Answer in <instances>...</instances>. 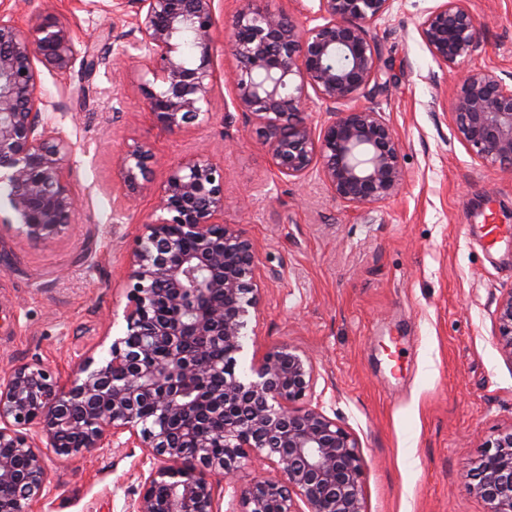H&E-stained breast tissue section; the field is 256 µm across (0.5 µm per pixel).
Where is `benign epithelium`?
Here are the masks:
<instances>
[{"instance_id": "7a95c632", "label": "benign epithelium", "mask_w": 512, "mask_h": 512, "mask_svg": "<svg viewBox=\"0 0 512 512\" xmlns=\"http://www.w3.org/2000/svg\"><path fill=\"white\" fill-rule=\"evenodd\" d=\"M395 0H318L300 27L284 9L248 0L232 15L225 72L231 104L257 126L276 173L300 179L317 169L332 196L366 208L398 194L400 144L383 113L351 102L379 85L369 28ZM136 36L121 57L138 63L153 122L186 132L210 118L219 29L215 0H126ZM469 0L428 10L419 36L434 61L455 70L479 48ZM193 42L187 53L186 42ZM345 63L336 65V56ZM58 73L77 50L69 27L48 13L22 30L0 10V185L13 193L0 233L18 226L37 245L64 234L79 212L71 189L73 144L37 94L34 60ZM325 112L320 126L309 104ZM454 137L485 163L512 168V84L491 68L460 73L449 102ZM154 146L140 141L119 162L131 201L147 190ZM243 198L224 193V169L193 153L153 193L128 256L126 330L107 356L85 358L71 378L40 363L0 375V512H41L52 497L44 454L71 461L97 448H139L140 489L125 512H364V461L357 437L312 405L311 359L275 347L237 372L263 284L253 242L224 212ZM498 345L512 360V290L496 308ZM205 336L224 350L207 362L185 350ZM267 465L275 477L248 483L239 472ZM220 474L224 484L213 483ZM489 512H512V428L484 445L465 483ZM227 509H222L223 502Z\"/></svg>"}]
</instances>
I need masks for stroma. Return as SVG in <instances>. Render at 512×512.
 Wrapping results in <instances>:
<instances>
[{
    "mask_svg": "<svg viewBox=\"0 0 512 512\" xmlns=\"http://www.w3.org/2000/svg\"><path fill=\"white\" fill-rule=\"evenodd\" d=\"M109 0H0L30 29L44 8L106 59L39 68L37 91L75 146L76 226L34 246L0 234V372L42 363L68 379L80 361L106 355L122 334L127 257L151 208H125L118 162L129 145L155 148L150 186L196 151L224 167L227 210L256 247L262 303L239 369L289 345L312 358L315 398L357 437L366 512H487L464 483L486 441L512 427V360L497 342L496 301L512 291V236L486 248L483 213L512 226V170L486 166L453 136L447 104L458 75L439 66L418 34L436 0H395L373 23L384 83L372 103L401 144L398 196L361 210L333 198L318 172L294 184L277 176L241 114L224 116L217 85L200 128L171 134L149 118L137 70L116 64L134 26L132 8ZM480 46L470 69L512 78V0H470ZM118 321H111V314ZM49 512H124L139 488L134 458L109 448L64 463L47 455Z\"/></svg>",
    "mask_w": 512,
    "mask_h": 512,
    "instance_id": "35a3bbf8",
    "label": "stroma"
}]
</instances>
